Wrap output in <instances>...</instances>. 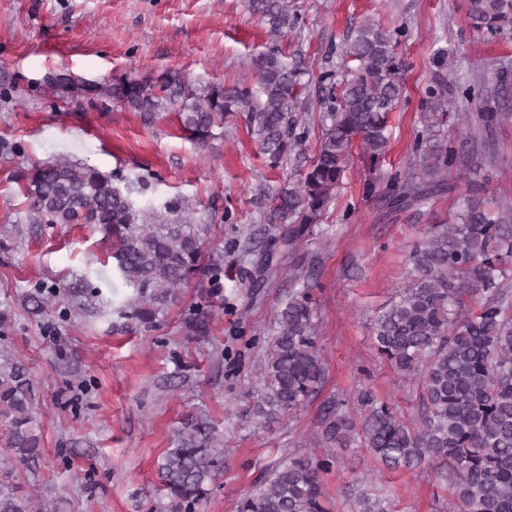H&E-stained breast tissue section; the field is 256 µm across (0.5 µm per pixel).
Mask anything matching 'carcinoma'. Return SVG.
Listing matches in <instances>:
<instances>
[{
    "label": "carcinoma",
    "instance_id": "obj_1",
    "mask_svg": "<svg viewBox=\"0 0 512 512\" xmlns=\"http://www.w3.org/2000/svg\"><path fill=\"white\" fill-rule=\"evenodd\" d=\"M250 10L269 28V43L251 58L254 86L199 87L183 73L156 80L77 84L65 75L49 78L101 98L119 100L145 118L175 112L200 146L224 125V114L244 112L272 163L303 146L306 134L290 136L288 113L302 106L297 90L305 74L301 57L288 54L285 37L301 14L288 0H249ZM473 31L512 34V0H467ZM405 29L357 26L344 43L348 66L341 77L326 71L317 82L330 124L310 164L274 197L268 223L288 228L272 238L288 244L305 236L333 199L354 143L370 166L390 144L388 115L404 97L409 63L396 52ZM449 86L439 79L428 88L434 112L443 108ZM448 145L428 155L429 178L396 176L382 192L390 210L425 204L452 192L445 178L456 165ZM21 178L30 199V224H86L112 238L119 274L136 291L130 316L151 329L158 315L179 298V288L198 279L209 294L221 292L224 258L203 250L201 224L191 223L178 205L162 212L137 209L129 195L98 168L66 158L34 163ZM412 274L388 308L375 317L371 335L378 354L413 384L416 415L405 420L397 408L363 386L338 397L321 418L325 443L356 444L389 469L431 468L448 491V512H512V218L481 186H468L460 211L433 224L415 246ZM57 290L43 285L23 299L30 315L42 316ZM476 310L467 308V301ZM313 298L299 292L288 299L278 329L267 343L259 377L255 415L266 422L305 406L324 378ZM211 309L197 307L187 322L193 336H205ZM36 389L29 368L0 359V512H35L32 496L14 479L12 464L30 472L43 464ZM331 461L315 454H288L261 485L244 494L237 512H328L322 473ZM224 466V449L205 419L187 416L174 447L159 465L166 490L162 512H199ZM352 512H390L386 496L359 486L346 491Z\"/></svg>",
    "mask_w": 512,
    "mask_h": 512
}]
</instances>
